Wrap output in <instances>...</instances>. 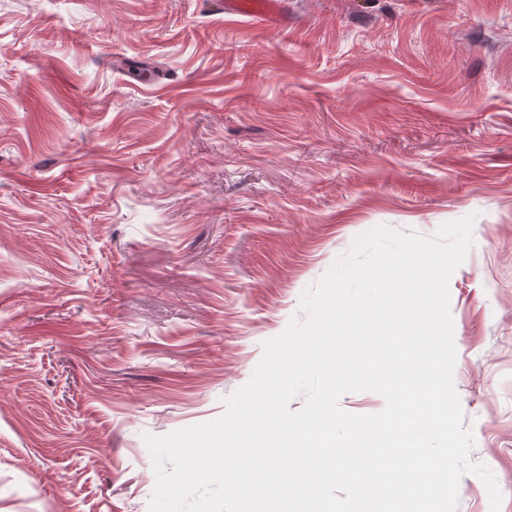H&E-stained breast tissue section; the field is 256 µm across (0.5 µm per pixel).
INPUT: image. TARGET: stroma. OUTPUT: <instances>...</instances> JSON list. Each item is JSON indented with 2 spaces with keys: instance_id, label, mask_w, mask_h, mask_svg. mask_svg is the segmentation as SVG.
Wrapping results in <instances>:
<instances>
[{
  "instance_id": "35a3bbf8",
  "label": "stroma",
  "mask_w": 512,
  "mask_h": 512,
  "mask_svg": "<svg viewBox=\"0 0 512 512\" xmlns=\"http://www.w3.org/2000/svg\"><path fill=\"white\" fill-rule=\"evenodd\" d=\"M472 217L455 389L512 512V0H0V512H149L379 226ZM203 3L214 13L228 12L266 23L279 15L281 0H203Z\"/></svg>"
}]
</instances>
